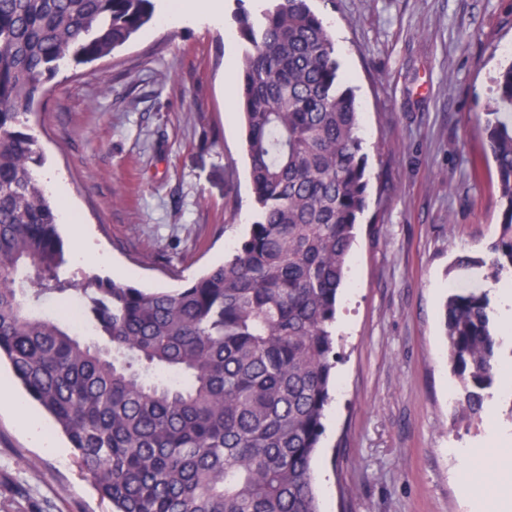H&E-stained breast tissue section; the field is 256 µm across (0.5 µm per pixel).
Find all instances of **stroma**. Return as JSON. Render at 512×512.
Instances as JSON below:
<instances>
[{"instance_id": "35a3bbf8", "label": "stroma", "mask_w": 512, "mask_h": 512, "mask_svg": "<svg viewBox=\"0 0 512 512\" xmlns=\"http://www.w3.org/2000/svg\"><path fill=\"white\" fill-rule=\"evenodd\" d=\"M163 23L166 0L128 43L63 68L29 125L44 170L66 187L74 230L107 262L70 259L61 275L97 274L176 288L223 261L248 232L252 191L238 112L242 42L223 0ZM362 112L369 206L357 226L336 315V387L313 474L322 512H512V327L481 422L455 417L442 305L451 289L498 283L455 269L498 231L485 127L493 80L512 62V0H311ZM499 449L496 458L485 456ZM74 450L34 447L0 408V512H108Z\"/></svg>"}]
</instances>
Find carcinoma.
Instances as JSON below:
<instances>
[{
  "instance_id": "cac0c4a2",
  "label": "carcinoma",
  "mask_w": 512,
  "mask_h": 512,
  "mask_svg": "<svg viewBox=\"0 0 512 512\" xmlns=\"http://www.w3.org/2000/svg\"><path fill=\"white\" fill-rule=\"evenodd\" d=\"M153 11V0H0V362L111 512H320L312 459L370 178L355 93L309 0L236 16L254 216L231 255L174 290L60 276L59 216L28 110L61 66L109 55ZM488 114L499 232L487 258L455 267L497 281L512 273V65ZM75 294L94 344L36 309ZM495 317L481 288L444 304L456 414L470 422L494 381Z\"/></svg>"
}]
</instances>
